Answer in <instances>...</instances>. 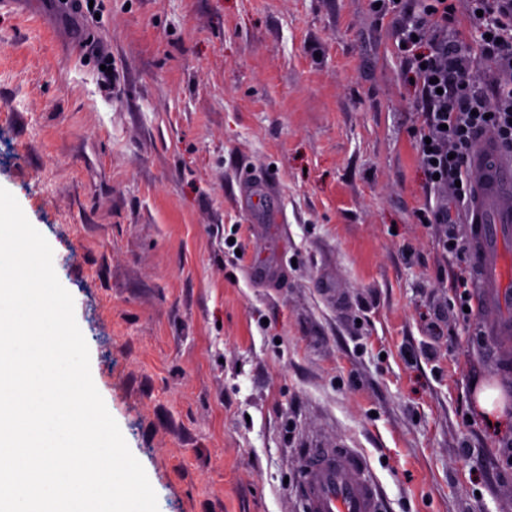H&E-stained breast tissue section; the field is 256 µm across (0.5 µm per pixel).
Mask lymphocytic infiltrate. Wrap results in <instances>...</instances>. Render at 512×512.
Returning <instances> with one entry per match:
<instances>
[{"instance_id":"obj_1","label":"lymphocytic infiltrate","mask_w":512,"mask_h":512,"mask_svg":"<svg viewBox=\"0 0 512 512\" xmlns=\"http://www.w3.org/2000/svg\"><path fill=\"white\" fill-rule=\"evenodd\" d=\"M417 15L393 19L400 42L429 45L415 57L412 70L423 100L421 164L443 200L432 214L444 232L449 254L462 255L467 245L455 232L457 220L474 197L468 159L484 132L512 152V0H470L468 34L454 27L452 0H423ZM486 62L483 85L471 83L479 62Z\"/></svg>"}]
</instances>
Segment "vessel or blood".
<instances>
[{
	"instance_id": "b4317fda",
	"label": "vessel or blood",
	"mask_w": 512,
	"mask_h": 512,
	"mask_svg": "<svg viewBox=\"0 0 512 512\" xmlns=\"http://www.w3.org/2000/svg\"><path fill=\"white\" fill-rule=\"evenodd\" d=\"M471 165L477 198L467 212L470 261L489 303L505 307L512 304V294L504 289L500 250L512 237V163L485 138ZM368 470L367 458L352 448L308 456L297 494L306 512H382L381 491Z\"/></svg>"
}]
</instances>
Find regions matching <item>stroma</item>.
Returning <instances> with one entry per match:
<instances>
[{"mask_svg":"<svg viewBox=\"0 0 512 512\" xmlns=\"http://www.w3.org/2000/svg\"><path fill=\"white\" fill-rule=\"evenodd\" d=\"M36 2L0 9V187L53 250L159 512H304L302 450L345 447L384 512H512V335L478 287L473 320L435 318L472 268L429 221L391 15ZM476 406L488 421L500 419L496 414L502 413L503 396L497 387L482 385L476 393Z\"/></svg>","mask_w":512,"mask_h":512,"instance_id":"stroma-1","label":"stroma"}]
</instances>
